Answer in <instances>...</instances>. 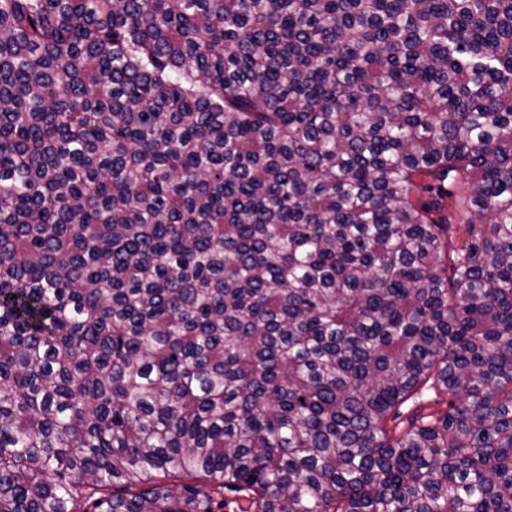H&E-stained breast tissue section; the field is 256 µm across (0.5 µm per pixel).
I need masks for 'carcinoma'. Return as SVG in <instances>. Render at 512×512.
Here are the masks:
<instances>
[{"label":"carcinoma","mask_w":512,"mask_h":512,"mask_svg":"<svg viewBox=\"0 0 512 512\" xmlns=\"http://www.w3.org/2000/svg\"><path fill=\"white\" fill-rule=\"evenodd\" d=\"M512 512V0H0V512Z\"/></svg>","instance_id":"1"}]
</instances>
